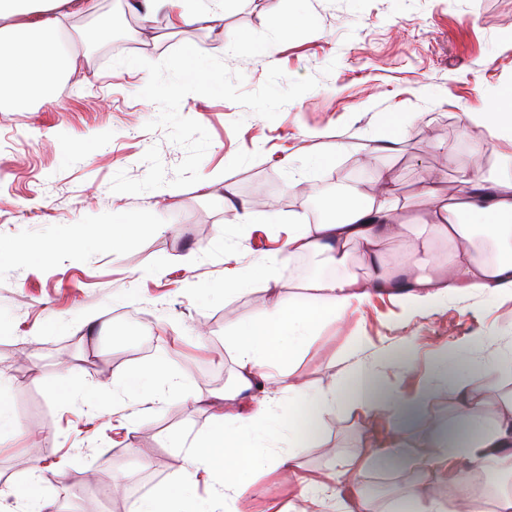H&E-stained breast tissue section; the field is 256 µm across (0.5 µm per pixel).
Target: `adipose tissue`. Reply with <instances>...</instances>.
Returning a JSON list of instances; mask_svg holds the SVG:
<instances>
[{"label": "adipose tissue", "instance_id": "adipose-tissue-1", "mask_svg": "<svg viewBox=\"0 0 512 512\" xmlns=\"http://www.w3.org/2000/svg\"><path fill=\"white\" fill-rule=\"evenodd\" d=\"M100 0H0V96L15 101L49 99L60 76L76 71L69 45L74 14L97 15ZM495 111L476 113L473 121L484 128L501 159L497 173L484 176L464 173L454 199L442 194L440 178L428 173L418 182V195L430 209V220L417 231L403 221L401 205L388 176L373 171L369 191L351 187L331 197V218L288 227L289 256H322L334 267L331 276L308 281L317 292L314 304L274 298L257 318L238 323L228 337L235 352L237 374L233 389L222 395L224 411L208 435L192 440L183 474L153 497L138 501L131 512H175L185 499L199 470L221 474L213 489L216 504L242 498L239 482L243 470L260 467L262 460L248 445V432L287 429L291 441L314 432L344 393L337 383L312 397L304 413L291 422L277 414L273 394H262L260 371L280 370L277 391H304L290 364L322 323L336 320L352 303L391 287L381 261V246L402 240L398 262L405 267V297L409 304L430 309L447 302L464 288L488 294L512 292V85L494 93ZM447 242L448 254L436 259L435 247ZM358 249L371 275L360 280L346 272L351 249ZM369 366L351 369L350 381L360 388L357 407L364 412H393L406 418L414 405L401 394L377 387ZM462 412L481 416L494 413V421L478 428L459 454L439 456L437 469L454 475L478 470L512 455V396L499 402H483L471 394L459 397Z\"/></svg>", "mask_w": 512, "mask_h": 512}]
</instances>
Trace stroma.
<instances>
[{"mask_svg":"<svg viewBox=\"0 0 512 512\" xmlns=\"http://www.w3.org/2000/svg\"><path fill=\"white\" fill-rule=\"evenodd\" d=\"M102 0L99 16H76L71 39L77 73L51 102H0V379L19 426L0 440V512H25L21 480L36 473L43 497L58 502L111 473L146 488L105 490L112 512L179 477L184 444L215 422L211 394L231 388L236 362L226 335L255 316L263 283L225 292L224 268L254 276L274 269L280 296L316 302L290 274L284 243L289 224L308 221V198L289 191L308 177L322 196L368 172H388L409 223L426 220L417 198L428 171L454 191L464 166L499 160L475 152L480 136L469 120L495 89L512 84V0H223L210 26L171 29L138 22L126 37L132 54L163 60L190 44L242 72L257 90L269 66L287 77L315 76L313 90L266 120L234 102L187 95L180 112L203 125L212 142L202 182L139 195L115 193L113 176L142 178V157L158 146L167 171L184 159L164 129L146 130L159 114L141 99L146 70L115 66L113 41H84L100 16L123 11ZM302 24L283 30L289 14ZM248 42L236 48L235 39ZM410 119L399 149L380 136L386 121ZM355 143L327 165L310 161L326 140ZM244 202L251 224H232L225 194ZM131 217L132 234L113 245L108 226ZM512 297L460 291L447 305L415 309L391 293L318 327L292 365L311 391L346 381L360 362L375 365L378 383L416 400L412 419L365 416L346 390L319 433L303 441L301 471L329 474L346 460L365 464L368 481H385L379 512H415L406 488L415 462L458 448L461 391L495 401L512 393ZM166 356L165 380L152 400L124 392L128 375ZM498 362L486 376L483 366ZM176 376L180 387L169 386ZM397 429L399 461L376 458L385 430ZM252 442L265 458L244 471L249 512L275 499L286 512H342L321 496L306 504L301 487L274 471L283 449L264 433Z\"/></svg>","mask_w":512,"mask_h":512,"instance_id":"1","label":"stroma"}]
</instances>
